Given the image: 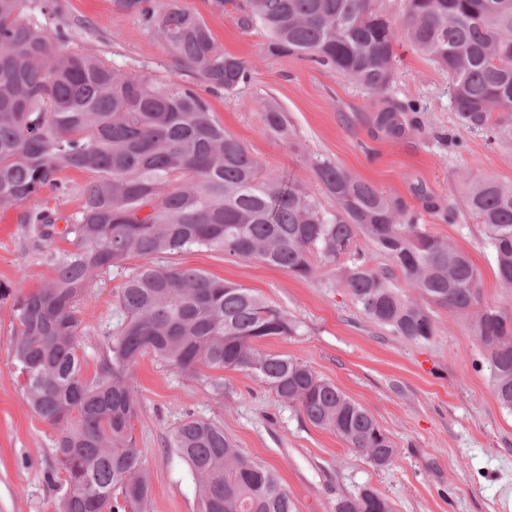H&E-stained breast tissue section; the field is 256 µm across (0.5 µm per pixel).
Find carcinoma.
<instances>
[{
  "label": "carcinoma",
  "instance_id": "cac0c4a2",
  "mask_svg": "<svg viewBox=\"0 0 512 512\" xmlns=\"http://www.w3.org/2000/svg\"><path fill=\"white\" fill-rule=\"evenodd\" d=\"M232 5L245 31L258 29L267 57L300 56L334 70L383 99L377 126L405 134L414 100L392 95L397 48L407 45L448 73L459 123L493 143H512V0H403L396 28L379 0H216ZM189 67L196 82L126 71L93 55L68 52L29 13L28 0H0V210L19 208L64 170L92 174L80 209L24 211L36 246L58 238L74 249L48 254L54 277L22 292L0 283L18 327L14 357L33 412L56 430V473L69 488L58 512H120L145 504L150 480L135 448L138 396L133 367L150 353L197 377L202 369L247 371L374 465L395 448L371 414L309 366L265 352L259 343L292 336L297 324L250 289L156 259L191 249L258 259L312 279L343 264L336 283L370 321L412 341L436 335L431 306L469 317L498 402L512 410V316L481 301V276L455 243L421 224L398 198L336 163L306 159L325 208L300 184L283 185L224 131L198 91L229 95L250 80L249 64L224 52L205 20L181 0H123ZM263 126L283 144L294 134L285 113L259 107ZM466 211L484 225L496 278L512 296V185L462 175ZM63 228H58V223ZM359 237L399 269L420 299L405 294L356 250ZM137 265H131V262ZM129 274L118 291L122 319L105 337L93 377L78 354L80 304L111 269ZM170 447L187 463L200 512H295L275 471L235 448L224 427L182 422ZM335 512H394L365 486L336 500Z\"/></svg>",
  "mask_w": 512,
  "mask_h": 512
}]
</instances>
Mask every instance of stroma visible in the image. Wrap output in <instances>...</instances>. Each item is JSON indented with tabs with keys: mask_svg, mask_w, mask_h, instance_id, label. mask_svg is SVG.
Returning a JSON list of instances; mask_svg holds the SVG:
<instances>
[{
	"mask_svg": "<svg viewBox=\"0 0 512 512\" xmlns=\"http://www.w3.org/2000/svg\"><path fill=\"white\" fill-rule=\"evenodd\" d=\"M42 13L47 32L65 36L60 47L97 55L143 74L194 79L177 65L159 37L117 0H56ZM208 24L225 52L248 61L251 80L237 94L208 95L212 112L241 140L268 175L299 181L311 191L304 157L335 162L354 177L391 193L421 213L434 235L454 240L472 259L482 280V300L512 314V297L495 276L494 255L482 225L463 211L460 176L512 182V146L461 127L448 96V75L408 47L398 50L395 95L418 100L419 124L398 138L384 135L373 117L380 100L336 71L295 56L262 58L261 32L239 28L232 9L215 0H183ZM287 112L292 145L265 131L255 101ZM65 191L44 188L25 209L45 206L76 212L89 173L62 172ZM461 212L448 224L427 202ZM169 264L195 268L253 290L297 321L299 331L268 338L261 347L310 366L374 417L395 447L391 463L371 464L333 433L311 425L270 387L245 371H224L223 397L204 378H192L147 354L133 373L139 411L133 421L136 448L152 493L146 512H198L195 480L169 446L172 431L196 418L223 425L237 448L274 470L296 512H334L337 498L368 485L396 512H512V411L492 391L489 369L466 317L437 307V334L414 342L368 320L345 288L302 280L262 261L190 250ZM53 266L33 247L16 211L0 213V283L31 290L51 279ZM120 269L100 275L85 298L79 353L93 375L98 353L119 319ZM16 327L11 301H0V512H55L67 491L50 480L54 429L30 408L14 361Z\"/></svg>",
	"mask_w": 512,
	"mask_h": 512,
	"instance_id": "1",
	"label": "stroma"
}]
</instances>
